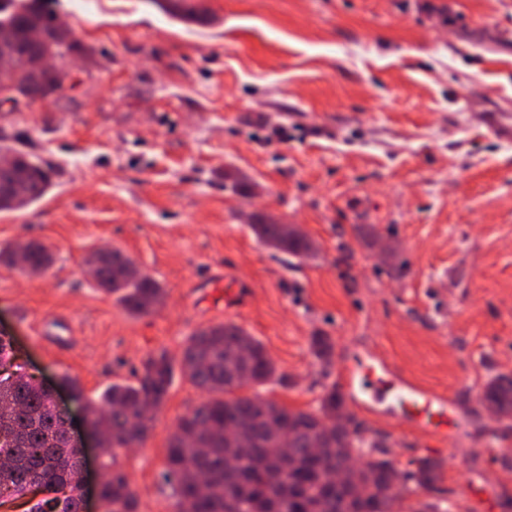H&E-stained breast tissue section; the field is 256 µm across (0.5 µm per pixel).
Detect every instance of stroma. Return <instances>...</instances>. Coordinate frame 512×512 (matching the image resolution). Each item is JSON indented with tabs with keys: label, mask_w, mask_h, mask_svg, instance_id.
I'll return each mask as SVG.
<instances>
[{
	"label": "stroma",
	"mask_w": 512,
	"mask_h": 512,
	"mask_svg": "<svg viewBox=\"0 0 512 512\" xmlns=\"http://www.w3.org/2000/svg\"><path fill=\"white\" fill-rule=\"evenodd\" d=\"M200 2L204 23L155 0H49L91 57L72 89L0 112L6 145L54 171L42 200L0 211V248L54 255L43 274L0 266V336L94 398L233 322L291 380L262 396L311 411L336 381L309 346L325 333L335 366L380 352L466 414L450 451L359 411L366 437L402 469L441 460L452 512H512V419L481 401L512 376V0ZM259 216L296 225L311 256L260 242ZM103 247L163 285L153 314L94 287ZM228 270L250 290L230 313ZM204 397L175 373L146 442L118 451L138 512H173L168 439Z\"/></svg>",
	"instance_id": "35a3bbf8"
}]
</instances>
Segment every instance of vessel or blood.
I'll use <instances>...</instances> for the list:
<instances>
[{"label": "vessel or blood", "mask_w": 512, "mask_h": 512, "mask_svg": "<svg viewBox=\"0 0 512 512\" xmlns=\"http://www.w3.org/2000/svg\"><path fill=\"white\" fill-rule=\"evenodd\" d=\"M338 387L355 409L396 416L421 438L443 445L448 442L449 422L465 420L462 409L447 394L413 381L372 351L346 357Z\"/></svg>", "instance_id": "obj_1"}]
</instances>
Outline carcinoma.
<instances>
[{
    "instance_id": "cac0c4a2",
    "label": "carcinoma",
    "mask_w": 512,
    "mask_h": 512,
    "mask_svg": "<svg viewBox=\"0 0 512 512\" xmlns=\"http://www.w3.org/2000/svg\"><path fill=\"white\" fill-rule=\"evenodd\" d=\"M169 11L183 18H200L196 6L173 0ZM52 31L50 51L61 58L81 48L72 32L34 4L0 0V28L10 30L0 41V56L17 53L16 67L0 72V87L27 85L23 56L43 46L30 40L33 23ZM14 162L0 168V211L18 203L40 201L51 187L49 172L29 152L12 149ZM263 244L306 257L312 246L292 224L252 225ZM47 270L51 253L38 241L0 250V264L18 267L14 256ZM101 292L115 297L129 314L143 316L162 302L164 289L141 273L120 251L99 250L87 260ZM315 358L331 363L334 345L328 336L311 340ZM180 369L207 398L181 416L171 435L163 478L175 498L174 512H449L439 501H408L410 486L431 494L441 481L439 460L424 456L412 468L398 469L382 440L367 439L359 423L346 414L336 385L325 387L317 411L290 409L257 389L271 382L288 384L264 346L241 326L228 322L194 331L187 339ZM172 361L159 354L148 358L136 382L113 383L92 400L68 375L59 381L82 402L105 446L116 451L142 445L155 413L172 384ZM499 418H512V378L500 375L482 392ZM12 438L6 450L10 462H0V496L23 497L38 484L46 497L30 512H45L44 504L64 493L60 512H78L81 493L76 450L63 447L64 420L55 411L51 393L22 377L0 380V435ZM359 455L370 460L354 463ZM101 488L104 512H137V498L128 474L110 458Z\"/></svg>"
}]
</instances>
